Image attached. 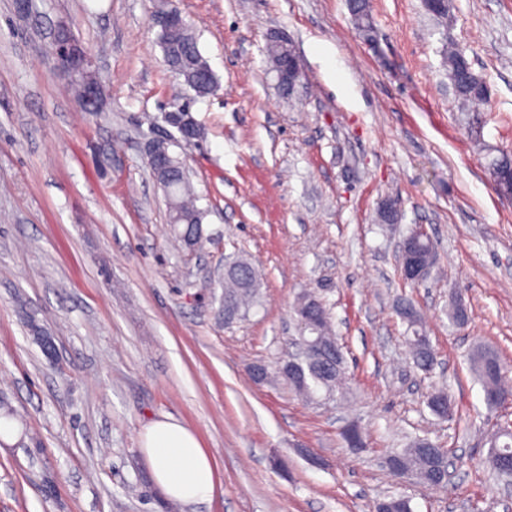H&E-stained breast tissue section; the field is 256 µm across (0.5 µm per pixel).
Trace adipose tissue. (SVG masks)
<instances>
[{
	"label": "adipose tissue",
	"instance_id": "obj_1",
	"mask_svg": "<svg viewBox=\"0 0 512 512\" xmlns=\"http://www.w3.org/2000/svg\"><path fill=\"white\" fill-rule=\"evenodd\" d=\"M141 449L155 484L172 501L193 504L211 495L216 483L210 456L196 434L173 417L147 426Z\"/></svg>",
	"mask_w": 512,
	"mask_h": 512
}]
</instances>
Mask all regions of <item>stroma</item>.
I'll return each instance as SVG.
<instances>
[{"mask_svg": "<svg viewBox=\"0 0 512 512\" xmlns=\"http://www.w3.org/2000/svg\"><path fill=\"white\" fill-rule=\"evenodd\" d=\"M376 44L348 0H174L219 86L192 115L203 137L172 145L206 213L184 249L146 165L176 79L152 0H0V512H512L487 464L491 412L469 358L487 343L512 377V196L489 167L512 154V0H369ZM87 48L104 89L82 112L51 50L59 23ZM293 43L302 78L282 94L266 54ZM465 45L489 101L459 112L442 64ZM400 202L392 224L384 199ZM437 259L402 280L412 229ZM247 254L261 298L225 322L224 260ZM306 293L327 305L346 382L309 400L251 364L286 359ZM410 298L434 352L414 368L397 313ZM466 326L452 317L455 306ZM446 387L452 420L427 400ZM170 415L199 436L219 482L208 500H168L140 434ZM357 424L360 448L341 430ZM426 437L452 479L392 476L390 449Z\"/></svg>", "mask_w": 512, "mask_h": 512, "instance_id": "35a3bbf8", "label": "stroma"}]
</instances>
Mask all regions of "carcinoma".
<instances>
[{"label": "carcinoma", "instance_id": "1", "mask_svg": "<svg viewBox=\"0 0 512 512\" xmlns=\"http://www.w3.org/2000/svg\"><path fill=\"white\" fill-rule=\"evenodd\" d=\"M349 4L356 28L365 40H372L373 24L367 0H349ZM157 39L165 64H175L181 70V92L175 95V101H180L186 95L191 96L193 101L209 96L217 85V78L198 47L191 23L183 20L182 29L176 35L159 31ZM443 58L448 67L449 85L461 107L487 102V86L475 74L466 49L451 44L443 49ZM157 150L166 156L167 165L160 173L152 172V176L164 194L169 222L173 223L175 234L185 246H199L203 238L198 231L202 228L205 211L196 206L189 172L184 162L169 152L166 140L158 142ZM490 173L512 180V156L504 154L493 160ZM224 266L229 270L224 275V312L232 319L243 317L258 302L259 272L246 256L239 253L228 258ZM295 313L302 337L337 344V338L330 331L328 310L317 297H303L295 307ZM399 314L413 328V335L407 337V345L414 364L424 371L430 370L434 364L433 352L428 337L417 329L420 316L415 305L407 299L401 300ZM343 364V354L340 353L320 367L304 364L294 378L283 376L281 380L295 393L306 398L321 389L331 394L340 383ZM471 366L482 386L487 407L491 410L499 409L501 402L497 396L503 393L506 377L496 351L488 345L476 347L471 355ZM428 406L439 418L450 419L454 414L452 399L442 388L430 394ZM489 443L488 463L495 474L502 475L504 471L500 466L501 461L512 459V427L496 426ZM447 462L446 449L426 438H417L409 447L393 450L386 457L385 467L399 477L434 481L443 476Z\"/></svg>", "mask_w": 512, "mask_h": 512}]
</instances>
